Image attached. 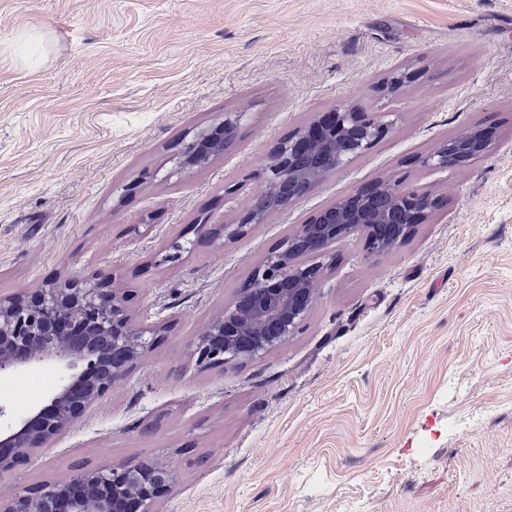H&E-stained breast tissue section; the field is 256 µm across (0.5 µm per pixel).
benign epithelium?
<instances>
[{
  "label": "benign epithelium",
  "instance_id": "1",
  "mask_svg": "<svg viewBox=\"0 0 512 512\" xmlns=\"http://www.w3.org/2000/svg\"><path fill=\"white\" fill-rule=\"evenodd\" d=\"M243 112H226L214 127L200 130L178 153L185 167L203 165L227 150L236 138ZM388 123L345 107L281 142L264 168L265 193L285 209L348 159L386 136ZM488 148L479 131L438 147L423 164L460 167ZM437 199L411 190L398 178L361 189L296 225L236 297L192 344L199 368L255 361L283 345L302 328L314 301L311 285L336 268L330 250L337 240L361 230L372 253L397 246L411 226L436 209ZM266 209L252 207L232 224L207 227L212 238L241 237L262 224ZM164 326L134 321L118 288L90 278L57 281L24 292L0 293V377L52 362L62 373L48 403L13 419L0 406V475L15 470L35 450L48 447L103 398L141 359ZM169 492V472L161 463H112L89 468L79 463L62 481L20 491L0 489V512H159Z\"/></svg>",
  "mask_w": 512,
  "mask_h": 512
}]
</instances>
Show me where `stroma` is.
<instances>
[{"mask_svg": "<svg viewBox=\"0 0 512 512\" xmlns=\"http://www.w3.org/2000/svg\"><path fill=\"white\" fill-rule=\"evenodd\" d=\"M340 106L388 134L247 235L202 237L197 217L232 223L273 148ZM228 112L248 115L234 145L177 171L178 142ZM475 129L486 153L423 165ZM391 177L440 207L389 251L336 241L280 348L196 367L192 343L296 225ZM77 275L168 332L1 489L152 459L161 512H512V0H0V292ZM34 380L11 415L58 373L0 380Z\"/></svg>", "mask_w": 512, "mask_h": 512, "instance_id": "35a3bbf8", "label": "stroma"}]
</instances>
